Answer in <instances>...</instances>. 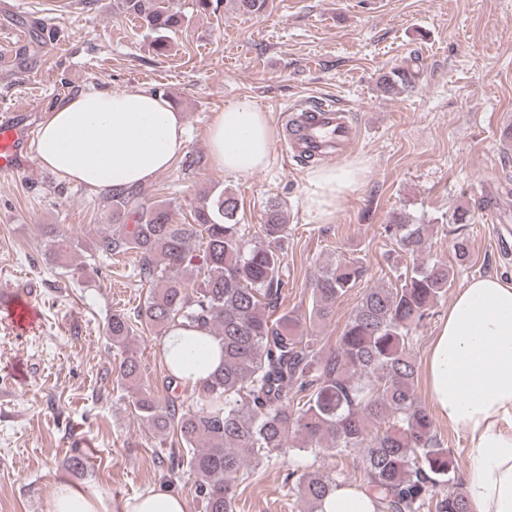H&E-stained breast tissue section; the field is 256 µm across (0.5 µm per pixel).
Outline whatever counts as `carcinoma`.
Instances as JSON below:
<instances>
[{"instance_id": "1", "label": "carcinoma", "mask_w": 512, "mask_h": 512, "mask_svg": "<svg viewBox=\"0 0 512 512\" xmlns=\"http://www.w3.org/2000/svg\"><path fill=\"white\" fill-rule=\"evenodd\" d=\"M126 11L158 34L183 23L182 15L150 0H123ZM139 192L113 191L112 220L95 241L106 257L137 255L135 276L150 294L137 311L146 327L206 329L221 344L219 366L196 389L187 409L179 397L162 400L140 383L134 356L116 375L135 387L131 403L154 432L174 430L196 477L203 512H233L247 468L282 457L292 463L325 446L362 459L366 489L377 512H469L456 479L455 460L437 437L432 415L416 395L418 366L411 356L416 329L448 293L455 272L433 261L397 275L396 288H371L325 352L304 334L302 317L279 311L288 224L269 204L260 232L246 238L234 194L203 196L195 223L177 224L167 207L145 208ZM131 218L133 223H118ZM429 225H385L400 251L421 252ZM201 241V247L192 243ZM366 272L357 259L339 258L311 279L309 319L324 320ZM112 342L133 331L129 317L113 314ZM344 485L341 472L303 471L296 491L319 512Z\"/></svg>"}]
</instances>
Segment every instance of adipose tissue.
<instances>
[{
    "mask_svg": "<svg viewBox=\"0 0 512 512\" xmlns=\"http://www.w3.org/2000/svg\"><path fill=\"white\" fill-rule=\"evenodd\" d=\"M265 112L241 103L216 113L206 143L212 166L230 174L265 170L274 141ZM187 145L183 115L148 88L89 89L64 99L41 123L40 164L102 193L131 190L169 170ZM360 165L326 166L307 177L309 213L329 219L338 200L360 183ZM164 360H180L183 385L208 369L187 359L186 332L170 329ZM427 388L436 412L468 439L475 461L462 492L471 512H512V279L468 280L448 306L426 360ZM47 512H108L104 498L59 483Z\"/></svg>",
    "mask_w": 512,
    "mask_h": 512,
    "instance_id": "ef3b65f1",
    "label": "adipose tissue"
}]
</instances>
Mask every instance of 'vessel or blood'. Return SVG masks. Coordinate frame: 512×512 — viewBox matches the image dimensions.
Listing matches in <instances>:
<instances>
[{
    "instance_id": "obj_1",
    "label": "vessel or blood",
    "mask_w": 512,
    "mask_h": 512,
    "mask_svg": "<svg viewBox=\"0 0 512 512\" xmlns=\"http://www.w3.org/2000/svg\"><path fill=\"white\" fill-rule=\"evenodd\" d=\"M290 136L285 146L297 159L335 157L346 153L355 128L345 107L334 101L306 98L291 107ZM26 112L0 115V175L18 174L32 163V126ZM0 310L5 311L19 329L37 320L34 308L18 296L1 293Z\"/></svg>"
}]
</instances>
